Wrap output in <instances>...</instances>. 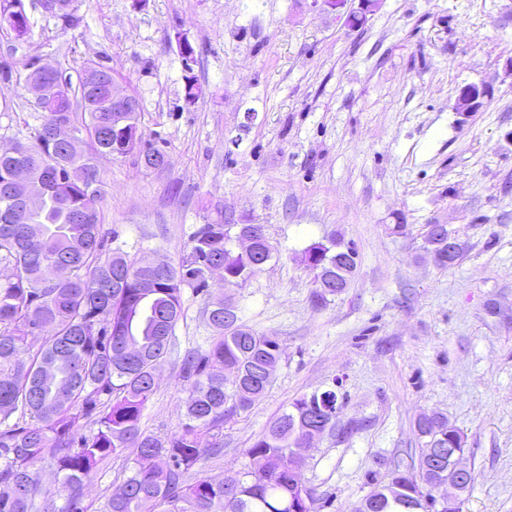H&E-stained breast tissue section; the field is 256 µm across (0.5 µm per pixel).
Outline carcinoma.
<instances>
[{
	"label": "carcinoma",
	"mask_w": 512,
	"mask_h": 512,
	"mask_svg": "<svg viewBox=\"0 0 512 512\" xmlns=\"http://www.w3.org/2000/svg\"><path fill=\"white\" fill-rule=\"evenodd\" d=\"M31 28L25 0H0V30L24 40ZM64 96L67 107L42 113L16 152L0 151V187L36 156L41 167L33 183L55 188L51 197L34 201L32 223H0V264L10 267L0 278V512H33L37 498L51 494L41 484L38 464L44 460L58 475L57 493H67L62 512H87L83 483L129 447L137 458L103 512H317V499L303 505L295 448L307 436L335 429L336 420L325 415L326 404L337 401L331 389L295 399L270 421L248 449L247 467L217 475L195 470L209 450L222 447L224 424L266 394L273 382L268 369L284 353L277 337L242 323L237 308H226L222 298L208 311L214 331L208 348L182 360L189 384L186 422L169 437L141 429L155 371L183 314L184 288L207 287L209 267L222 270L224 287L240 286L272 258V247L265 225L241 224L253 231L254 246L247 255L234 252L232 228L218 209L211 223L192 233L190 250L177 265L166 259L135 264L106 252L97 170L80 164L50 131L65 125L86 133L80 141L88 162L124 156L135 151L126 128L139 113H120L122 121L112 124L103 82H69ZM424 244L437 266L448 267V228L427 225ZM348 249L335 237L308 253L321 274L349 281L358 261ZM42 334L38 351L24 356ZM84 420L97 430L82 433ZM413 427L423 441L417 460L374 483L362 497L372 512H433L431 488L462 502L473 485L472 471L459 475L449 466L467 448L448 416L423 412Z\"/></svg>",
	"instance_id": "obj_1"
}]
</instances>
